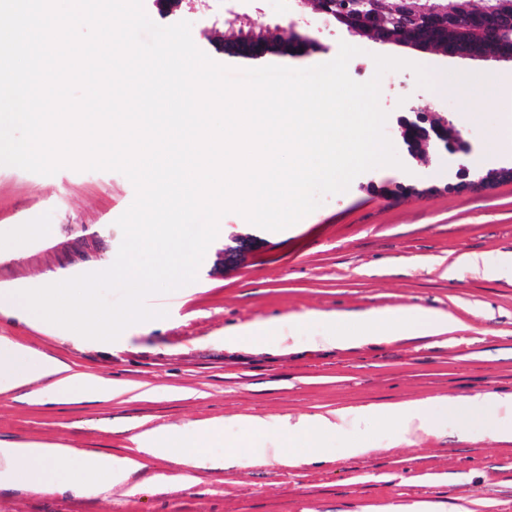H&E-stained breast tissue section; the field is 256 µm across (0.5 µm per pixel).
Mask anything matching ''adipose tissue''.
<instances>
[{"label":"adipose tissue","mask_w":512,"mask_h":512,"mask_svg":"<svg viewBox=\"0 0 512 512\" xmlns=\"http://www.w3.org/2000/svg\"><path fill=\"white\" fill-rule=\"evenodd\" d=\"M326 323L330 344L353 348L411 337L439 336L448 333L454 319L442 311L407 306L396 311L373 309L355 316L333 313L327 315ZM44 377L52 378V387L58 396L77 394L105 398L114 391L113 386L99 379L69 373L56 359L0 337V394ZM427 407V402L409 401L391 407L370 405L302 417L285 426L288 434L300 441V449L285 452L276 448L272 454L287 466L308 462L309 450L315 447L318 436L347 421L361 423L375 416L395 420L406 436L441 433L452 422L462 425L492 411H512V393L485 392L469 398H449L436 416L429 415ZM143 438L151 456L188 467L198 465L206 446L205 440L190 432L159 434L149 430L144 432ZM64 453V448L55 444L0 442V485L38 488L60 477L67 483L109 489L124 484L140 467L139 462L132 459L89 453L82 457L73 472L60 476L53 464Z\"/></svg>","instance_id":"ef3b65f1"}]
</instances>
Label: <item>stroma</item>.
<instances>
[{
  "label": "stroma",
  "mask_w": 512,
  "mask_h": 512,
  "mask_svg": "<svg viewBox=\"0 0 512 512\" xmlns=\"http://www.w3.org/2000/svg\"><path fill=\"white\" fill-rule=\"evenodd\" d=\"M238 14L261 16L266 27L288 35L293 0H231ZM158 25L191 24L196 46L223 62L212 40L220 35L221 0H193L179 17H162L142 0ZM307 31L321 47L276 63L307 68L333 60L340 43L359 48L350 77L369 81L374 55L418 63L433 74L452 71L507 79L512 63L451 57L376 43L326 25L306 8ZM468 97L476 121L460 119ZM385 133L399 158L407 153L397 119L415 110L466 134L471 165L479 172L512 168V151L485 152V133L499 121L478 87L449 84L447 91L418 86L412 70L387 72L379 99ZM455 169L426 150L406 168L378 167L358 175L346 192L324 197L296 224L268 231L236 213L222 217L194 282L153 295L149 307L165 318L127 327L109 344L32 329L0 314V336L67 364L71 372L117 383L109 399L51 397L29 402L28 390L0 395V440H41L67 447L59 470L75 469L87 452L127 457L140 468L127 484L101 493L53 482L42 490L0 489V512H417L425 501L447 512H512V443L491 442L483 421L465 432L401 439L394 422L348 423L324 434L315 462L296 467L269 458L284 448L286 418L336 409L411 400L512 393V266L492 277L444 271L464 253H512V182L452 191ZM135 198L117 171L64 168L40 175L0 165V230L40 224L42 238L17 249L0 241V283L44 286L109 268L123 235L117 219ZM261 244L238 267L224 269L220 252L231 235ZM420 306L454 316L451 331L359 348L326 342L324 312L361 313L374 307ZM277 320L290 325L283 341L262 347L224 346L225 332L243 324ZM264 422L249 432L250 418ZM223 421V438L211 439L209 465L191 468L147 454L139 441L160 427H204ZM365 441L367 454L349 447ZM237 443L243 465L226 466V446Z\"/></svg>",
  "instance_id": "stroma-1"
}]
</instances>
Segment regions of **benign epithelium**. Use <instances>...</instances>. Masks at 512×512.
<instances>
[{
  "label": "benign epithelium",
  "instance_id": "1",
  "mask_svg": "<svg viewBox=\"0 0 512 512\" xmlns=\"http://www.w3.org/2000/svg\"><path fill=\"white\" fill-rule=\"evenodd\" d=\"M414 4L410 8L417 23L469 26L473 17L484 4H493L497 12L512 17V0H406ZM367 0H336L335 10H321L327 23L346 30L355 37L367 38L375 42L392 41L397 45L416 51H428L431 46L413 37L410 31L398 33L391 38L379 36V24L374 15L366 9ZM451 57L507 60L512 62V54H503L498 49V33L488 30L484 34V45L475 49H458L449 53ZM399 134L406 143L407 156L419 160L416 150L411 145L413 139L421 137L432 143L433 149L440 154L448 155V160L456 165L455 176L459 185L490 186L498 182H512V168L491 170L478 180L470 179L471 168L468 158L472 153L470 141L462 135L448 138L447 126H439L428 120L423 112H411L397 119ZM252 251L250 237L235 235L230 243L224 245V267L236 266Z\"/></svg>",
  "mask_w": 512,
  "mask_h": 512
}]
</instances>
